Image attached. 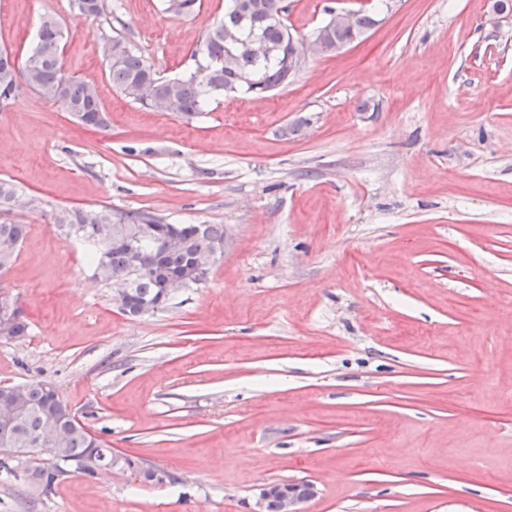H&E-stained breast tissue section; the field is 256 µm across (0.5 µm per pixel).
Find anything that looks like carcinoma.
Returning a JSON list of instances; mask_svg holds the SVG:
<instances>
[{"instance_id":"obj_1","label":"carcinoma","mask_w":512,"mask_h":512,"mask_svg":"<svg viewBox=\"0 0 512 512\" xmlns=\"http://www.w3.org/2000/svg\"><path fill=\"white\" fill-rule=\"evenodd\" d=\"M166 11L188 16L200 8V0H164ZM276 0H225L224 20L213 25L195 53L202 54L207 64L199 72L184 77L163 79L157 76L152 63L135 52L125 36H112V46L104 47L109 77L125 97L156 112H173L181 118L191 119L203 111L208 101L216 96L234 93L240 89L257 95L270 92L288 82L295 73L294 62L299 38L295 37L285 18L266 20L267 13L275 10ZM377 24L368 13L355 14V27L333 28L328 32L331 44H349ZM59 23L52 17L43 20L39 39L23 64L11 54L0 51V100L15 97L13 82L24 81L46 100L60 102L70 113L83 122L92 123L103 110L95 85L87 80L67 77L61 94H56L60 75L55 55L61 52ZM256 36L271 48L269 55L258 56L248 49ZM16 184L0 179V213L8 210L18 198ZM114 212L107 207L61 210L55 214V223L64 226L87 247L94 275L103 282H112V271L130 266L126 246L112 245ZM145 271L131 279L127 313L134 315L141 302L167 299V279L171 275L186 274L194 260L210 253L214 246L224 242L222 224H179L181 244L169 246L165 237L171 225L143 213L123 215ZM28 233V225L12 220L0 221V275L8 272L16 260L19 248ZM16 395L21 398L23 410L15 416L0 418V448H30L42 436L48 413L56 411L68 426V437L57 453H49L53 463L36 467L32 479L45 492L54 488L60 464L72 462L80 473L96 478L98 473L80 461L88 449L107 445L89 438L79 426L70 424L72 410L59 398L55 386L36 381L19 388H0V397Z\"/></svg>"}]
</instances>
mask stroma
Masks as SVG:
<instances>
[{
    "label": "stroma",
    "instance_id": "35a3bbf8",
    "mask_svg": "<svg viewBox=\"0 0 512 512\" xmlns=\"http://www.w3.org/2000/svg\"><path fill=\"white\" fill-rule=\"evenodd\" d=\"M0 0V49L24 62L40 20L105 127L25 89L0 111V178L28 225L0 276L26 336L0 339V386L52 382L104 442L171 479L52 493L0 470V512H254L307 481L306 512H512V13L495 0H288L310 35L333 10L377 24L258 98L185 120L124 97L101 47L125 35L164 77L224 15L162 0ZM220 224L205 279L141 317L112 305L58 208Z\"/></svg>",
    "mask_w": 512,
    "mask_h": 512
}]
</instances>
